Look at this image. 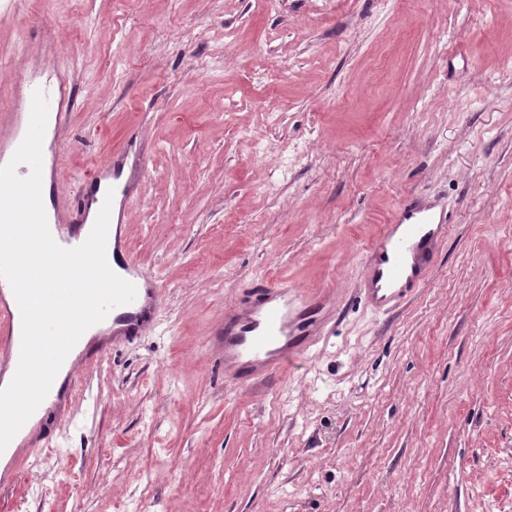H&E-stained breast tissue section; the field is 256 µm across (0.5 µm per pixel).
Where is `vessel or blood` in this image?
Here are the masks:
<instances>
[{
	"mask_svg": "<svg viewBox=\"0 0 512 512\" xmlns=\"http://www.w3.org/2000/svg\"><path fill=\"white\" fill-rule=\"evenodd\" d=\"M42 91L48 110L63 118L69 95L66 82L55 67L40 71L19 68L12 102L0 110V165L6 164L23 141L30 121L34 91ZM124 154L117 151L101 162L89 177V185H100L105 174L120 177ZM87 196H79L69 206L57 205V224L52 234L63 248L81 245L89 235L84 225L73 223L74 212L85 209ZM448 232L442 207L436 203H404L388 218L379 234L364 276L361 293L369 306L379 312L398 307L430 270L431 252ZM119 265L125 280L146 286L145 295L132 303L113 308L109 330L99 337L102 348L129 343L155 328L154 311L160 307L163 290L156 278L131 256H121ZM326 306L322 292H303L288 283L255 281L248 300L225 307L224 324L216 328L224 374L238 382L253 385L284 372L287 365L306 355L322 341L321 327L315 318ZM22 344V318L18 304L0 306V371H16ZM58 387H51L38 408L39 414L54 413V423L35 436L33 445L45 447L52 440L59 410Z\"/></svg>",
	"mask_w": 512,
	"mask_h": 512,
	"instance_id": "obj_1",
	"label": "vessel or blood"
}]
</instances>
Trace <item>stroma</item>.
Returning <instances> with one entry per match:
<instances>
[{
	"mask_svg": "<svg viewBox=\"0 0 512 512\" xmlns=\"http://www.w3.org/2000/svg\"><path fill=\"white\" fill-rule=\"evenodd\" d=\"M46 34L63 188L145 155L126 242L164 299L0 512H512V0H20L0 60L39 65ZM410 198L448 237L378 313L369 252ZM259 278L333 316L235 385L212 332ZM124 166V150L113 152L96 167L93 174L86 180L90 187L94 185L95 188H99L106 172L112 169V178L118 179L123 173Z\"/></svg>",
	"mask_w": 512,
	"mask_h": 512,
	"instance_id": "obj_1",
	"label": "stroma"
}]
</instances>
